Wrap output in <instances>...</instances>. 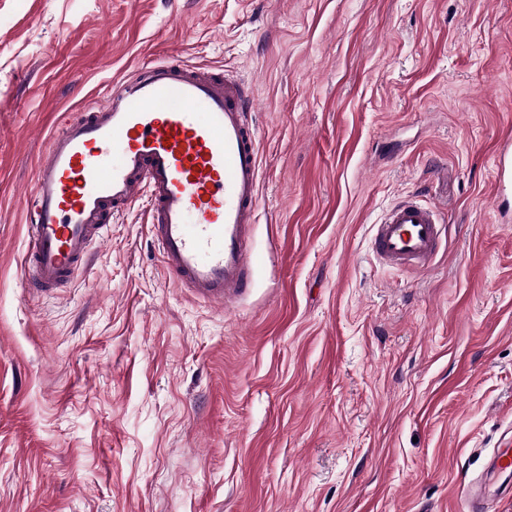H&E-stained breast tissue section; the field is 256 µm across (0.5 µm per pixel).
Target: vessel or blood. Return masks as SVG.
<instances>
[{"label": "vessel or blood", "instance_id": "vessel-or-blood-1", "mask_svg": "<svg viewBox=\"0 0 512 512\" xmlns=\"http://www.w3.org/2000/svg\"><path fill=\"white\" fill-rule=\"evenodd\" d=\"M245 84L162 60L113 81L103 101L48 138L32 190L24 280L52 292L87 267L90 246L139 198L165 275L214 304L253 286L259 205L258 131ZM495 188L512 190V135L493 153ZM443 224L435 205L400 201L374 226L373 250L393 267L425 269Z\"/></svg>", "mask_w": 512, "mask_h": 512}]
</instances>
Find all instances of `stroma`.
<instances>
[{"instance_id":"stroma-1","label":"stroma","mask_w":512,"mask_h":512,"mask_svg":"<svg viewBox=\"0 0 512 512\" xmlns=\"http://www.w3.org/2000/svg\"><path fill=\"white\" fill-rule=\"evenodd\" d=\"M174 57L251 85L254 286L166 278L146 200L66 288H26L49 134ZM512 0H0V512H512ZM443 208L428 270L371 226ZM495 188L497 195H505L512 189V135L507 133L493 153Z\"/></svg>"}]
</instances>
